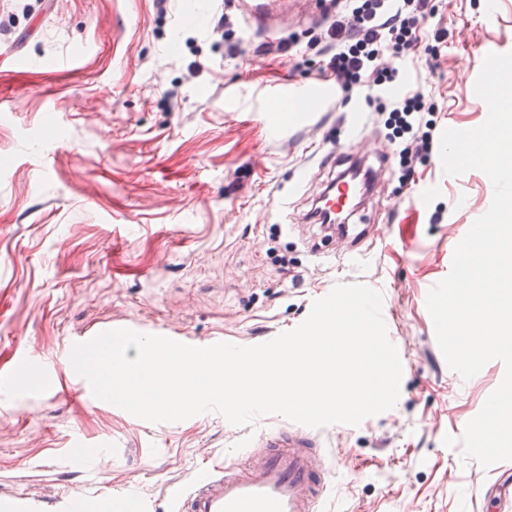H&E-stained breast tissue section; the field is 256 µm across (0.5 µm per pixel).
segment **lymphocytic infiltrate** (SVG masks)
<instances>
[{
  "mask_svg": "<svg viewBox=\"0 0 512 512\" xmlns=\"http://www.w3.org/2000/svg\"><path fill=\"white\" fill-rule=\"evenodd\" d=\"M431 0H343L335 19L320 36L325 58L323 75L342 91L371 92L393 82L395 61L426 53L438 55L448 32L435 30L423 43L419 21L435 13ZM387 112L391 143L406 178H413L417 162L430 157L437 129L436 111L427 107L420 86H409L381 104Z\"/></svg>",
  "mask_w": 512,
  "mask_h": 512,
  "instance_id": "obj_1",
  "label": "lymphocytic infiltrate"
}]
</instances>
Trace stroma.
<instances>
[{"mask_svg":"<svg viewBox=\"0 0 512 512\" xmlns=\"http://www.w3.org/2000/svg\"><path fill=\"white\" fill-rule=\"evenodd\" d=\"M423 28L448 30L421 80L440 128L487 118L474 86L490 53L512 52V0H433ZM259 31L244 0H0V512L17 494L94 495L100 512L170 492L222 462L240 466L279 415L235 426L220 413L150 424L88 403L64 354L92 328L134 323L239 346L297 328L335 285L383 294L403 366L396 405L319 428L336 512H498L512 461L463 460L460 437L499 386L492 360L450 373L426 308L466 227L490 207L481 171L452 177L439 154L401 183L376 100L331 88L308 111L264 107L281 82L320 85L309 40L329 0ZM231 15L246 49L213 33ZM295 36L308 63L256 55ZM200 71H192V64ZM380 172L347 234L306 221L335 177V145Z\"/></svg>","mask_w":512,"mask_h":512,"instance_id":"obj_1","label":"stroma"}]
</instances>
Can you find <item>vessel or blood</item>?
<instances>
[{
    "mask_svg": "<svg viewBox=\"0 0 512 512\" xmlns=\"http://www.w3.org/2000/svg\"><path fill=\"white\" fill-rule=\"evenodd\" d=\"M329 466L312 428L260 438L243 466L213 465L182 490L177 512H321Z\"/></svg>",
    "mask_w": 512,
    "mask_h": 512,
    "instance_id": "vessel-or-blood-1",
    "label": "vessel or blood"
}]
</instances>
